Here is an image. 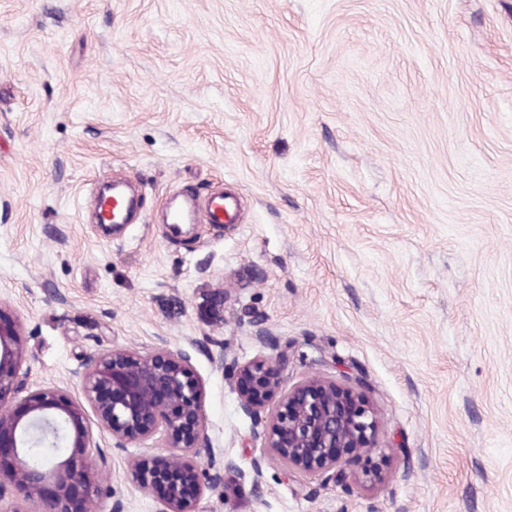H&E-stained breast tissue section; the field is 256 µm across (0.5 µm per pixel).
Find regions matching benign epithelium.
<instances>
[{
  "mask_svg": "<svg viewBox=\"0 0 512 512\" xmlns=\"http://www.w3.org/2000/svg\"><path fill=\"white\" fill-rule=\"evenodd\" d=\"M22 330L19 318L0 310V454L11 460L8 470H0V503L12 488L21 495L4 512H31V505L37 512H68L74 489L81 493L82 512H104L88 463L94 425L122 451L155 437L162 440L165 452L126 461L132 480L159 495L162 512H200L203 497L228 481L258 484V460L250 471L231 462L222 470L210 464L204 385L191 354L198 343L159 353L125 347L93 353L76 372L83 397L78 401L55 386L28 387L21 373ZM213 362L236 385L241 411L261 425L255 437L266 448L265 457L326 486L344 481L350 458L378 448V410L356 390L360 379L344 365L336 366L332 376L286 388L263 357L242 364L226 350ZM59 431L74 452L53 456L43 468L31 466L32 448Z\"/></svg>",
  "mask_w": 512,
  "mask_h": 512,
  "instance_id": "benign-epithelium-1",
  "label": "benign epithelium"
}]
</instances>
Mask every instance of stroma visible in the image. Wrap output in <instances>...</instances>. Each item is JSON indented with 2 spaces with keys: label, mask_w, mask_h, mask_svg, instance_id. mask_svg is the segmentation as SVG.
<instances>
[{
  "label": "stroma",
  "mask_w": 512,
  "mask_h": 512,
  "mask_svg": "<svg viewBox=\"0 0 512 512\" xmlns=\"http://www.w3.org/2000/svg\"><path fill=\"white\" fill-rule=\"evenodd\" d=\"M185 190L239 222L170 239ZM0 308L75 398L88 354L199 343L215 466L262 463L204 512H512V0H0ZM284 345V386L341 363L379 412L344 484L264 461L212 362ZM93 439L105 512H159ZM112 197L113 199L120 200V206L118 209L112 210V224H101L106 229H117L122 224L127 222V218L136 207V201L134 197L128 196L123 190V186L119 183L112 185Z\"/></svg>",
  "instance_id": "35a3bbf8"
}]
</instances>
